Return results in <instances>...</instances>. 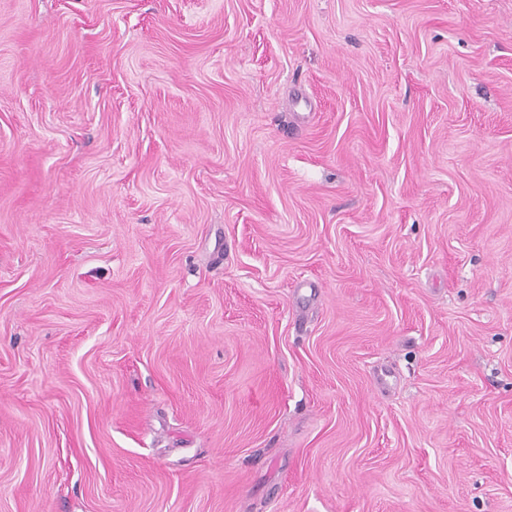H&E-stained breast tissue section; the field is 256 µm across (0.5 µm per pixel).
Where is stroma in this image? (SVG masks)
<instances>
[{
	"label": "stroma",
	"instance_id": "obj_1",
	"mask_svg": "<svg viewBox=\"0 0 512 512\" xmlns=\"http://www.w3.org/2000/svg\"><path fill=\"white\" fill-rule=\"evenodd\" d=\"M0 512H512V0H0Z\"/></svg>",
	"mask_w": 512,
	"mask_h": 512
}]
</instances>
